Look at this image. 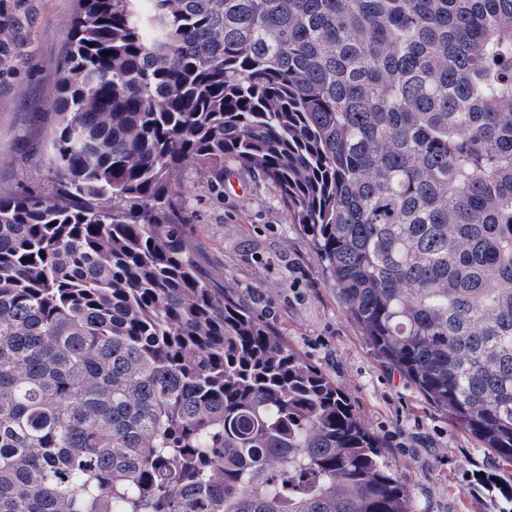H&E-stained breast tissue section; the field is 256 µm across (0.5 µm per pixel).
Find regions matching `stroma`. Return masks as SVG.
<instances>
[{
  "instance_id": "35a3bbf8",
  "label": "stroma",
  "mask_w": 512,
  "mask_h": 512,
  "mask_svg": "<svg viewBox=\"0 0 512 512\" xmlns=\"http://www.w3.org/2000/svg\"><path fill=\"white\" fill-rule=\"evenodd\" d=\"M74 0H0V194L44 175L58 66ZM203 271L219 276L309 363L336 380L386 447L415 512H512V469L370 348L276 186L233 160L219 193L184 177Z\"/></svg>"
}]
</instances>
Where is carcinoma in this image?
<instances>
[{
  "label": "carcinoma",
  "mask_w": 512,
  "mask_h": 512,
  "mask_svg": "<svg viewBox=\"0 0 512 512\" xmlns=\"http://www.w3.org/2000/svg\"><path fill=\"white\" fill-rule=\"evenodd\" d=\"M78 4L51 177L0 195V512H413L336 382L198 269L182 175L226 157L511 466L512 0Z\"/></svg>",
  "instance_id": "carcinoma-1"
}]
</instances>
